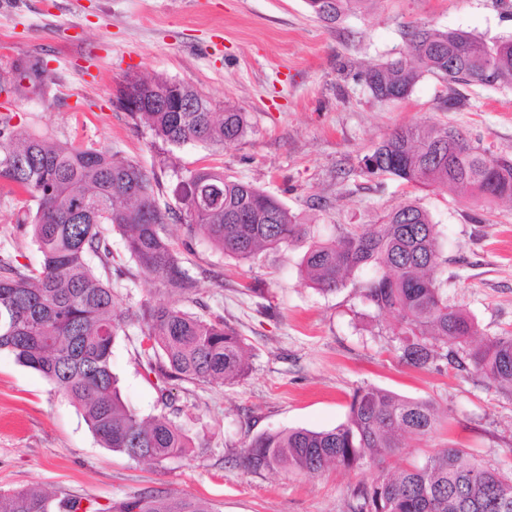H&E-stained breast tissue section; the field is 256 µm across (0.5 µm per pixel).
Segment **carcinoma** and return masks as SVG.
Segmentation results:
<instances>
[{
  "label": "carcinoma",
  "mask_w": 512,
  "mask_h": 512,
  "mask_svg": "<svg viewBox=\"0 0 512 512\" xmlns=\"http://www.w3.org/2000/svg\"><path fill=\"white\" fill-rule=\"evenodd\" d=\"M369 0H306L316 17L333 25ZM400 55L359 74L373 97H408L426 73L449 83L512 86V39L488 43L465 31L413 27ZM46 69L17 64L0 79V93H37ZM174 80L128 76L143 111L130 116L155 139L182 146L231 144L248 130L247 113L212 102L182 84L186 110L157 104ZM0 115V183L13 184L36 202L20 228L43 260L37 266L0 258V350L12 352L39 372L54 391L82 414L100 444L134 460L161 463L185 454L191 437L164 414L144 419L121 398L112 372L113 348L127 325H139L149 372L160 383L238 384L249 374L244 342L221 320L188 312L195 281L168 243L171 208L158 204L154 174L105 146L62 144L11 124ZM369 174H388L420 187L462 189L484 199H512V161L472 145L448 125H410L394 130L364 158ZM178 218L187 236L208 241L224 255L256 259L269 247L310 238L302 267L324 292L343 287L364 267L375 276L363 288L380 313L397 320L399 359L426 369L438 360L453 368L471 365L512 397V333L471 346L473 318L448 304L437 280L447 262L429 214L409 202L387 212L379 224L345 228L320 240L276 197L251 183L210 169L182 182ZM119 232L139 270L157 278L175 297L167 305L142 304L121 313L112 288V247L107 228ZM437 424L434 406L367 384L356 388L344 422L313 431L263 433L242 449L247 470L319 473L376 464L403 447L408 437L427 435ZM357 512H512V477L472 460L466 449L441 448L425 461L380 475L352 491ZM65 512H213L197 499L152 490L99 508L64 498ZM0 512H53L49 497L31 489L0 490Z\"/></svg>",
  "instance_id": "1"
}]
</instances>
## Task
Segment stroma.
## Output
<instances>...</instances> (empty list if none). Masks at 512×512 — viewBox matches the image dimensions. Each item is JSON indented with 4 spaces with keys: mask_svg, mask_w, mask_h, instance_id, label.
<instances>
[{
    "mask_svg": "<svg viewBox=\"0 0 512 512\" xmlns=\"http://www.w3.org/2000/svg\"><path fill=\"white\" fill-rule=\"evenodd\" d=\"M425 24L492 42L512 35V0H369L335 25L305 0H16L0 6V71L41 60L43 90L17 97L14 125L61 142L105 146L156 173L160 203H174L179 177L224 172L281 200L316 237L378 223L407 202L425 209L446 264L448 301L474 319L479 338L512 332V201H483L371 175L364 158L397 127L448 124L471 143L512 159V87L459 85L425 74L400 102L377 101L358 72L407 48ZM186 82L216 111L246 112L249 130L224 146L174 147L115 105L126 76ZM457 97L456 108L447 100ZM26 197L0 190V256L39 264L17 224ZM172 245L197 281L184 307L221 319L242 336L251 372L238 385L173 381L163 405L146 375L141 331L119 336L112 370L124 402L142 417L167 412L193 439L162 463L100 447L79 410L37 371L0 350V488H36L108 505L146 490L202 499L216 512H352V491L382 473L422 462L451 444L512 472V398L471 369L400 363L394 320L363 296L375 271L323 292L301 271L302 239L240 262L171 223ZM112 286L120 310L169 303L158 279L140 273L111 233ZM371 384L426 400L442 421L409 438L378 465L319 474L253 473L239 454L253 437L283 429L321 431L343 422L353 390Z\"/></svg>",
    "mask_w": 512,
    "mask_h": 512,
    "instance_id": "obj_1",
    "label": "stroma"
}]
</instances>
